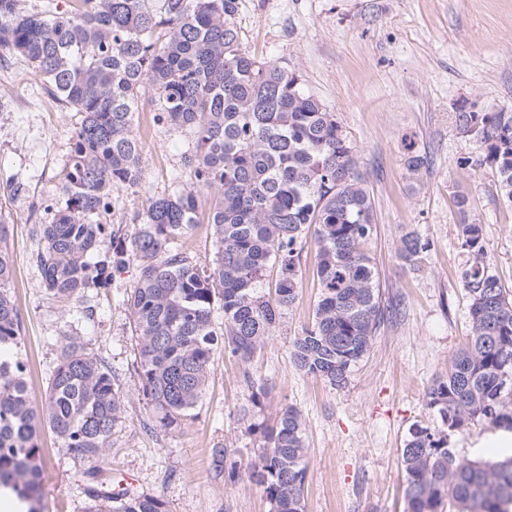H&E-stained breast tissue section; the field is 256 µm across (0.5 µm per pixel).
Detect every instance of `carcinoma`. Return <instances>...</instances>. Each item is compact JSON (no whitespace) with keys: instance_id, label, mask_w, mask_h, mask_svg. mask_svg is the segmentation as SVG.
Listing matches in <instances>:
<instances>
[{"instance_id":"1","label":"carcinoma","mask_w":512,"mask_h":512,"mask_svg":"<svg viewBox=\"0 0 512 512\" xmlns=\"http://www.w3.org/2000/svg\"><path fill=\"white\" fill-rule=\"evenodd\" d=\"M239 0H80L58 12L49 0L28 12L24 0H0V52L22 56L53 99L81 113L62 181L64 206L37 224L35 253L46 291L60 302L106 286L135 263L127 297L137 339L139 377L159 426L177 427L202 400L219 350L244 366L281 325L302 288L300 254L307 236L316 248L320 288L310 325L288 361L299 371L343 388L370 352L385 317L370 243L377 214L357 150L335 113L305 89L299 71L264 62L242 44ZM154 87L155 120L194 134L185 156L188 179L147 199L133 237L107 216L123 190L143 186L134 127L139 93ZM462 134L483 149L479 165L496 177L512 205V109L460 110ZM427 157L410 151L404 167L421 183ZM214 191L208 215L215 242L211 263L184 248L197 223L198 191ZM11 224L0 214V348L23 342L10 292ZM468 256L461 281L470 301L471 331L448 374L426 391L441 424L414 425L401 448L406 512H509L512 453L464 460L448 432L484 425L512 430V295L490 269L480 224L459 225ZM427 244L410 231L397 256L418 261ZM100 255L91 264L87 257ZM275 273L274 289L265 287ZM224 321L216 324L215 313ZM0 487L42 512L35 438L48 425L64 448L89 462L110 447L125 401L112 370L78 336L62 347L40 402L32 398L24 363L0 362ZM264 438L249 478L263 486L273 512H305V424L288 406L276 425L249 423ZM82 512H168L158 497L104 482L85 490Z\"/></svg>"}]
</instances>
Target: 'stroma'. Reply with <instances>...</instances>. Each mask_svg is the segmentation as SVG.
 <instances>
[{
    "instance_id": "stroma-1",
    "label": "stroma",
    "mask_w": 512,
    "mask_h": 512,
    "mask_svg": "<svg viewBox=\"0 0 512 512\" xmlns=\"http://www.w3.org/2000/svg\"><path fill=\"white\" fill-rule=\"evenodd\" d=\"M237 26L251 53L300 71L357 149L378 216L370 249L383 299L396 310L345 388L293 368L288 350L311 322L319 297L312 277L316 249L306 244L299 298L251 362L264 393L252 399L238 362L217 352L202 401L180 428L163 431L142 393L125 304L137 285L136 269L71 303L45 291L32 260L38 242L31 229L49 223L62 202L58 186L80 117L46 94L22 57L0 58V100L6 104L0 110V207L12 225L11 291L21 319L25 378L33 397H40L67 337L78 336L111 366L126 401L106 454L93 464L41 429L43 512H81L85 490L96 479L156 496L168 512H271L263 487L245 473L264 444L261 434L240 425L245 406L253 422L266 425L285 407L301 411L308 448L305 512H404L400 450L413 424H439L425 392L447 373L470 330L456 191L468 195L471 216L483 226L491 271L512 292V206L502 201L491 170L477 167L481 150L456 121L464 108L512 107V0H240ZM139 106L143 186L122 193L112 216L128 234L136 232L147 196L174 189L195 146L187 131L155 122L151 86L142 89ZM410 145L428 159L416 188L403 170ZM212 199L211 191H200L201 222L185 243L202 264L214 253L206 222ZM410 229L427 245L412 267L395 253ZM216 448L225 449L224 463L235 475L217 474Z\"/></svg>"
}]
</instances>
